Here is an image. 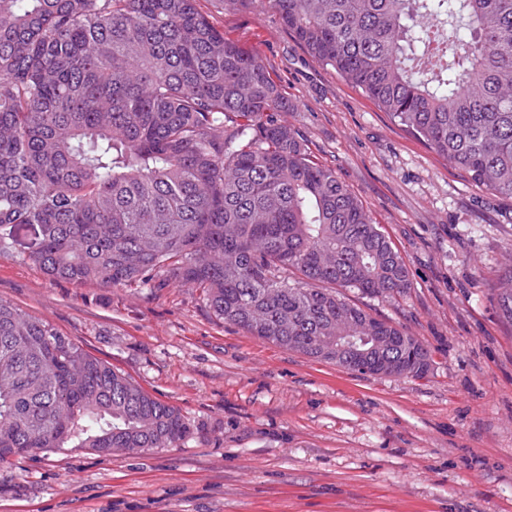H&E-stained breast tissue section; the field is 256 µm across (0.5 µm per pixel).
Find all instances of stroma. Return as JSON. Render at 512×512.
<instances>
[{
    "mask_svg": "<svg viewBox=\"0 0 512 512\" xmlns=\"http://www.w3.org/2000/svg\"><path fill=\"white\" fill-rule=\"evenodd\" d=\"M259 55L282 118L401 253V297L344 290L430 352L420 379L277 347L209 311L198 289L77 287L0 243V300L48 321L195 426L180 447L100 457L62 448L0 463V512H512V199L475 186L313 59L262 0H197Z\"/></svg>",
    "mask_w": 512,
    "mask_h": 512,
    "instance_id": "obj_1",
    "label": "stroma"
}]
</instances>
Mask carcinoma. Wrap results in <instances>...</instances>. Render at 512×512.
Returning <instances> with one entry per match:
<instances>
[{"label":"carcinoma","instance_id":"obj_1","mask_svg":"<svg viewBox=\"0 0 512 512\" xmlns=\"http://www.w3.org/2000/svg\"><path fill=\"white\" fill-rule=\"evenodd\" d=\"M196 0H0V240L74 286L199 288L253 336L362 374L431 356L339 292L409 271L280 119L288 96ZM315 60L477 187L512 199V0H265ZM498 293L512 324V269ZM193 426L0 300V463L177 448Z\"/></svg>","mask_w":512,"mask_h":512}]
</instances>
